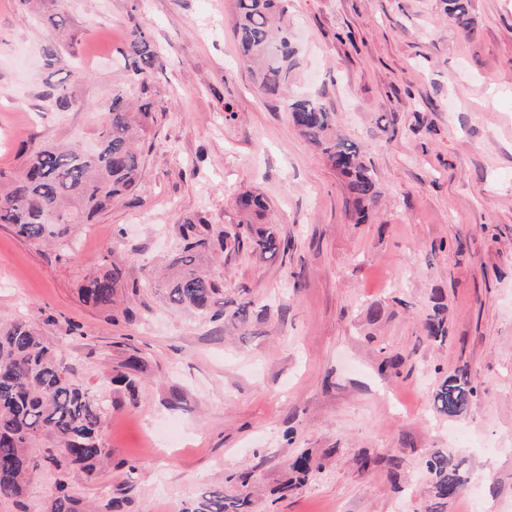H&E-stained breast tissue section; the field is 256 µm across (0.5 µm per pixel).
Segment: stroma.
I'll use <instances>...</instances> for the list:
<instances>
[{
    "instance_id": "obj_1",
    "label": "stroma",
    "mask_w": 512,
    "mask_h": 512,
    "mask_svg": "<svg viewBox=\"0 0 512 512\" xmlns=\"http://www.w3.org/2000/svg\"><path fill=\"white\" fill-rule=\"evenodd\" d=\"M472 5L466 32L444 0H289L292 92L334 113L381 186L356 224L285 102L255 89L235 0H0L2 169L25 148L91 142L114 89L139 96L124 57L134 27L161 61L136 198L81 226L63 257L0 224V320L32 323L109 405L107 458L71 477L87 512H183L203 488L240 492L242 471L250 512H432L424 462L438 448L468 475L444 512L471 492L512 512V0ZM61 85L77 107L56 108ZM245 192L266 199L287 256L217 254L227 319L174 308L153 272L182 224L246 231ZM110 262L125 269L115 303L84 305V276ZM249 300V322L231 320ZM436 308L442 342L423 328ZM133 356L144 371L127 369ZM461 367L479 394L440 413L433 391ZM304 452L318 469L288 488L286 462ZM56 480L41 471L0 512H48Z\"/></svg>"
}]
</instances>
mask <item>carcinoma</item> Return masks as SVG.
<instances>
[{
  "instance_id": "obj_1",
  "label": "carcinoma",
  "mask_w": 512,
  "mask_h": 512,
  "mask_svg": "<svg viewBox=\"0 0 512 512\" xmlns=\"http://www.w3.org/2000/svg\"><path fill=\"white\" fill-rule=\"evenodd\" d=\"M445 3L448 16L462 29L472 30L471 0ZM287 13L288 0H236L234 37L240 55L253 69L258 88L267 95L285 97L300 135L345 178L356 222L361 223L377 204L380 187L359 146L336 133L333 113L311 96L288 98L299 58ZM125 57L131 81L147 93L159 68L152 37L133 28ZM152 121L150 104L134 112L126 90L113 92L96 133L97 150L46 144L23 153L18 167L0 169V224L12 225L19 237L32 244L71 248L78 226L104 213L114 200L136 196L141 180L137 142L146 137ZM237 204L251 217H261L267 210L264 199L252 193L238 196ZM181 239V247L168 263L173 274L164 283L170 304L224 318V310L215 308L218 287L201 263L217 247L222 252L242 248L243 239L236 235L214 240L193 223L182 225ZM251 244L262 261L288 253L287 243L272 223L258 228ZM123 278V268L114 263L85 279L79 298L85 304L109 308ZM425 329L434 339L448 336L446 319L437 309L426 318ZM474 394L467 369L459 368L438 385L433 401L441 412L455 415ZM105 415L106 406L70 377L58 349L34 327L21 320L0 321V502L21 503L31 477L52 467L60 479L49 512H84L68 476L73 471L93 476L106 456L100 438ZM44 440L51 447L41 456L33 455L31 448ZM309 461L304 454L288 463L300 484L311 474ZM425 467L432 476L436 505L443 506L459 494L465 482L462 462L436 450ZM246 505L245 497L230 502L224 492L208 491L186 512H242Z\"/></svg>"
}]
</instances>
